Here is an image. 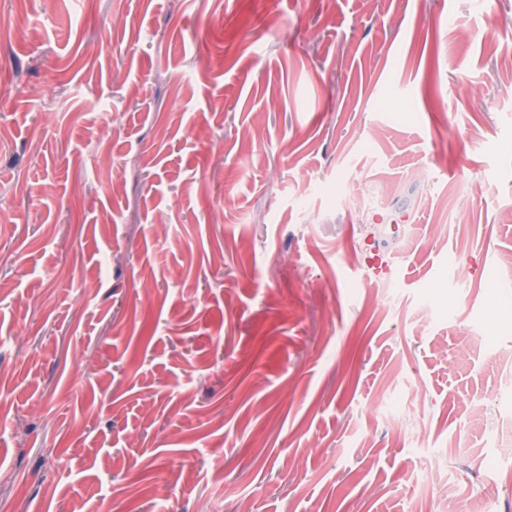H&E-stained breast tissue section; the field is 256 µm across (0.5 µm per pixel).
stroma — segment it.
I'll return each mask as SVG.
<instances>
[{
  "mask_svg": "<svg viewBox=\"0 0 512 512\" xmlns=\"http://www.w3.org/2000/svg\"><path fill=\"white\" fill-rule=\"evenodd\" d=\"M509 41L512 0H0V512H512Z\"/></svg>",
  "mask_w": 512,
  "mask_h": 512,
  "instance_id": "obj_1",
  "label": "stroma"
}]
</instances>
